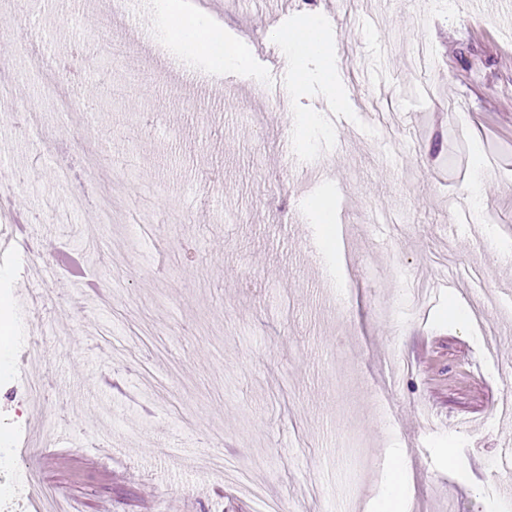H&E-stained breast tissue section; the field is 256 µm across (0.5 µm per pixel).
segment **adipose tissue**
Wrapping results in <instances>:
<instances>
[{"label":"adipose tissue","mask_w":512,"mask_h":512,"mask_svg":"<svg viewBox=\"0 0 512 512\" xmlns=\"http://www.w3.org/2000/svg\"><path fill=\"white\" fill-rule=\"evenodd\" d=\"M162 21L169 39L184 47L191 56L206 59L212 73L220 75L230 69L244 68L241 52L235 45L225 42L223 30L203 17L186 14L180 0H166ZM275 37L288 58L283 85L289 94H298L313 82L328 99L339 101L336 42L325 34L318 20L313 18L295 29L276 32ZM308 58L318 60L315 72L305 69L304 61Z\"/></svg>","instance_id":"1"}]
</instances>
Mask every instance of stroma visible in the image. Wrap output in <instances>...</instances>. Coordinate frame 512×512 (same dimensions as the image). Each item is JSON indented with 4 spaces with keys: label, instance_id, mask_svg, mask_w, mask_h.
Masks as SVG:
<instances>
[{
    "label": "stroma",
    "instance_id": "obj_1",
    "mask_svg": "<svg viewBox=\"0 0 512 512\" xmlns=\"http://www.w3.org/2000/svg\"><path fill=\"white\" fill-rule=\"evenodd\" d=\"M43 2L0 9V30L40 33L0 50V74L21 86L19 107L0 110V185L80 279L112 286L98 300L32 279L0 223V512H37L31 468L73 512H255L210 471L215 455L285 512H376L396 463L412 512H512V418L498 407L512 391V264L457 221L477 154L493 158L483 217L512 215V32L466 0H352L334 19L324 0H288L276 17L224 0L210 19L248 62L218 77L166 44L157 0ZM312 16L342 77L339 122L314 144L335 189L302 183L289 122L331 101L310 83L283 110L256 89L281 85L275 31ZM87 29L99 38L83 46ZM42 52L68 81L31 69ZM58 82L91 109L59 116ZM31 107L55 152L25 134ZM88 150L115 215L101 230L53 173L62 158L86 172ZM317 198L334 216L325 241L291 220ZM146 215L158 223L142 239L130 227ZM35 282L42 309L26 304ZM487 293L502 309L480 312ZM36 334L59 337L42 408L26 403Z\"/></svg>",
    "mask_w": 512,
    "mask_h": 512
}]
</instances>
